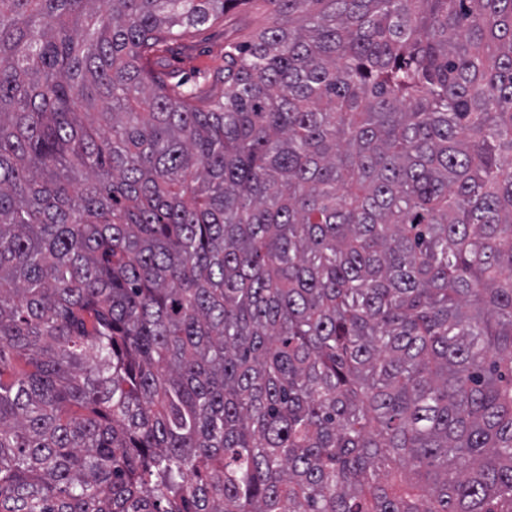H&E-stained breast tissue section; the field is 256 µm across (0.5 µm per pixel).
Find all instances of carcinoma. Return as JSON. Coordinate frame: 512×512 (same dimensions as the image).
<instances>
[{"label":"carcinoma","mask_w":512,"mask_h":512,"mask_svg":"<svg viewBox=\"0 0 512 512\" xmlns=\"http://www.w3.org/2000/svg\"><path fill=\"white\" fill-rule=\"evenodd\" d=\"M250 2L0 0V512H512V0ZM269 23L268 13L262 3H256L245 12L234 13L224 21L199 27L190 37L182 41V49L175 53L163 54L158 65L164 71H174L189 81V85L198 80V76H209L203 83L206 95L220 97L224 93V83H213L212 76L224 71V45L226 41H244Z\"/></svg>","instance_id":"cac0c4a2"}]
</instances>
